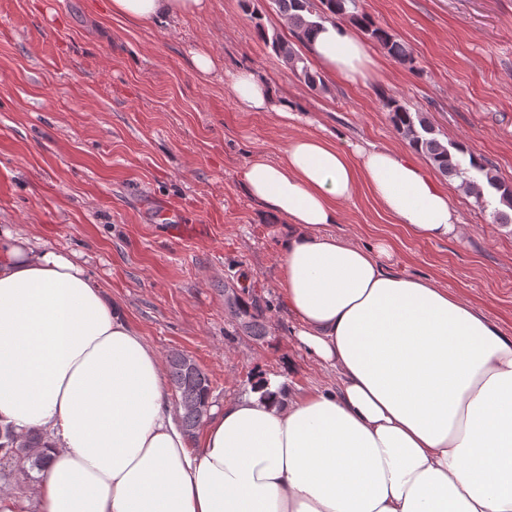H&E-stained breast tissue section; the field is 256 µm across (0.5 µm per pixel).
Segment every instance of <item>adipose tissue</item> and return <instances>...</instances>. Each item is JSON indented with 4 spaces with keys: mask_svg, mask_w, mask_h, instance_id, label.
I'll list each match as a JSON object with an SVG mask.
<instances>
[{
    "mask_svg": "<svg viewBox=\"0 0 512 512\" xmlns=\"http://www.w3.org/2000/svg\"><path fill=\"white\" fill-rule=\"evenodd\" d=\"M153 23L207 0H108ZM311 53L344 81L370 58L344 23ZM245 112H290L253 70L231 76ZM249 196L284 217L279 292L296 344L333 386L290 396L267 377L229 398L191 445L159 354L79 263L0 233V425L41 433L35 512H512V332L436 280L391 269L394 246L336 236L365 184L431 242L466 234L447 190L408 152L347 151L306 134L254 158Z\"/></svg>",
    "mask_w": 512,
    "mask_h": 512,
    "instance_id": "obj_1",
    "label": "adipose tissue"
}]
</instances>
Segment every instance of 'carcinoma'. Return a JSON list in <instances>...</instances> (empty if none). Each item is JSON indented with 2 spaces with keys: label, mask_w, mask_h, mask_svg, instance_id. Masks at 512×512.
<instances>
[{
  "label": "carcinoma",
  "mask_w": 512,
  "mask_h": 512,
  "mask_svg": "<svg viewBox=\"0 0 512 512\" xmlns=\"http://www.w3.org/2000/svg\"><path fill=\"white\" fill-rule=\"evenodd\" d=\"M250 2L244 0V8L250 11V18L254 20L258 40L270 47L288 70L311 90L324 91L326 84L296 44L309 47L313 31L323 22L334 21L339 16L348 17L368 40L380 46L398 63L413 64V56L406 44L381 27L369 14L359 10L357 0H271L275 11L288 22L296 39L294 43L276 32L269 33L261 15L250 10ZM381 102L389 112L395 130L412 149L429 160L443 176L460 180L478 207L486 209L492 205V199H498L504 209L496 207L492 210L493 222L512 224V185L493 173L489 160L464 150L459 142L449 145L441 142L426 113L411 111L394 96L384 95ZM224 296V312L235 322L236 329L257 342L265 341L268 336L266 312L250 295V288L244 286L238 290L234 284L226 282ZM168 370L170 385L180 398L183 428L192 437L204 420L198 414V407L209 402L210 380L200 369L188 370L183 363V354L179 352L169 355ZM39 441V435L31 433L26 437V446L22 447L10 427L0 426V456L28 462L30 468L42 471L46 461L35 453Z\"/></svg>",
  "instance_id": "1"
}]
</instances>
